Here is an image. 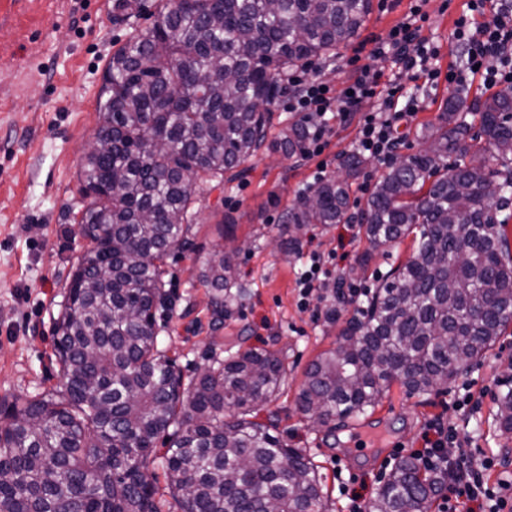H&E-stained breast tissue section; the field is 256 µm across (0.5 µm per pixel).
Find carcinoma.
Returning a JSON list of instances; mask_svg holds the SVG:
<instances>
[{"mask_svg":"<svg viewBox=\"0 0 512 512\" xmlns=\"http://www.w3.org/2000/svg\"><path fill=\"white\" fill-rule=\"evenodd\" d=\"M141 0H114L129 20ZM372 0H177L112 54L97 148L85 153L80 223L86 244L56 322L60 390L0 401V512H162L142 471L161 460L181 512H329L317 465L275 425L255 421L285 382L279 353L238 347L183 378L158 349L166 258L194 249L193 197L266 149L301 154L303 120L268 137L289 70L336 56ZM391 163L360 214L367 240L408 259L304 372L296 397L325 425L372 412L395 382L410 396L448 387L482 362L512 324V249L501 213L512 199V90L464 110L460 95ZM481 154L485 164L474 166ZM368 164L303 193L284 220L287 253L310 225L348 224L349 190ZM198 280L237 282L233 252H213ZM496 421L512 433V387ZM166 446L157 457V443ZM448 473L409 456L365 512H431Z\"/></svg>","mask_w":512,"mask_h":512,"instance_id":"obj_1","label":"carcinoma"}]
</instances>
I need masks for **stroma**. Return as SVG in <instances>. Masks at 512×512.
I'll list each match as a JSON object with an SVG mask.
<instances>
[{
	"mask_svg": "<svg viewBox=\"0 0 512 512\" xmlns=\"http://www.w3.org/2000/svg\"><path fill=\"white\" fill-rule=\"evenodd\" d=\"M372 12L350 48L333 58L315 59L317 75L338 86L354 71L356 47L371 50L376 41L404 22L411 0H372ZM160 0H145L141 14L113 23L112 0H0V400H24L59 388L61 369L53 351L55 321L83 239L74 236L81 196L78 192L85 148L97 131L103 76L112 52L133 29L148 26ZM467 0H429L424 37L439 48L436 83L403 78L423 108L401 132V154L422 146V129L437 121L454 95L475 99L483 80L449 82V68H462L463 49L452 36ZM323 154L327 175L339 172L343 155L354 149L357 120L333 117ZM317 160L272 157L258 152L234 182L196 196L193 231L200 253L168 258L165 290L168 307L158 310L161 347L183 375L209 363L216 350L237 343L279 351L285 359V392L262 408L259 421L275 420L294 448L310 454L319 467L332 512H350L353 498L369 502L396 462L423 445L429 421L450 419L465 448L477 459H493L486 471L497 485L512 472V434L498 429L496 399L512 377V328L487 358L470 367L446 390L422 399L392 384L373 414L328 428L300 414L295 397L307 365L330 348L340 327L329 324L325 309L333 286L325 284L309 310L298 305L296 282L313 255L327 257L332 279L361 293L374 291L388 272L404 262L411 239L393 249H371L357 224L310 227L300 254L280 248L287 238L283 222L297 196L312 186ZM236 221V260L243 298L224 302V322L216 324L211 289L197 276L206 252L217 241L215 227L225 216ZM369 254L366 267L358 258ZM464 408H456L460 399Z\"/></svg>",
	"mask_w": 512,
	"mask_h": 512,
	"instance_id": "35a3bbf8",
	"label": "stroma"
}]
</instances>
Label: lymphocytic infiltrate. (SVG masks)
Wrapping results in <instances>:
<instances>
[{
    "label": "lymphocytic infiltrate",
    "instance_id": "obj_1",
    "mask_svg": "<svg viewBox=\"0 0 512 512\" xmlns=\"http://www.w3.org/2000/svg\"><path fill=\"white\" fill-rule=\"evenodd\" d=\"M487 2L470 0L468 13L456 20L453 35L465 50L466 68L449 73L448 78L466 82L468 70L475 68L485 86L511 88L512 9L497 8L487 20L483 17ZM426 3L427 0H415L405 22L389 31L342 87L323 82L308 64L289 72L285 91L288 109L301 114L308 125L303 158L319 157L328 147L330 129L326 116L333 112L344 119L359 116L357 152L383 164L391 161L400 127L421 108L420 100L405 92L401 76L428 81L438 76L433 66L438 48L421 35L429 19ZM385 61L390 64L386 70L381 67ZM373 98L380 101L377 110L360 113L362 102ZM416 455L422 463L448 473L443 512H505L512 502L507 496L512 482L505 480L498 486H489L484 473L494 467V460L479 461L464 450L452 422L439 419L429 423L424 446Z\"/></svg>",
    "mask_w": 512,
    "mask_h": 512
}]
</instances>
